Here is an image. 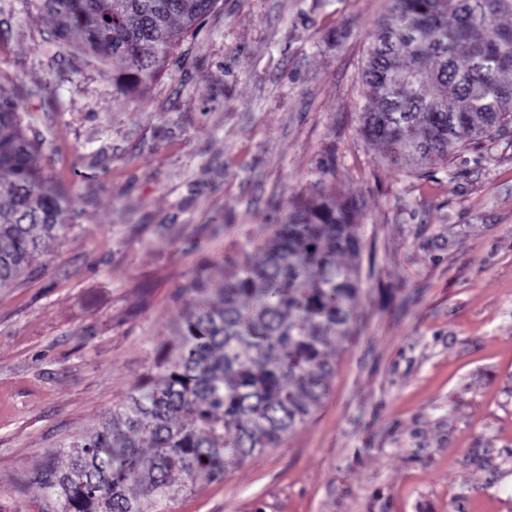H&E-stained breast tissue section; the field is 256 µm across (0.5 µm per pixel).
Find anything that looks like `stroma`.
<instances>
[{"label":"stroma","mask_w":512,"mask_h":512,"mask_svg":"<svg viewBox=\"0 0 512 512\" xmlns=\"http://www.w3.org/2000/svg\"><path fill=\"white\" fill-rule=\"evenodd\" d=\"M387 0H218L135 98L0 0V95L70 196L62 237L0 288V512L111 419L176 342L200 268L270 244L272 208L357 205L362 292L326 396L275 448L170 512H512V124L431 165L361 133Z\"/></svg>","instance_id":"35a3bbf8"}]
</instances>
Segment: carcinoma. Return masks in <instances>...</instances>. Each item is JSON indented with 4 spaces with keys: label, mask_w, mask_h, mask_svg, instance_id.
<instances>
[{
    "label": "carcinoma",
    "mask_w": 512,
    "mask_h": 512,
    "mask_svg": "<svg viewBox=\"0 0 512 512\" xmlns=\"http://www.w3.org/2000/svg\"><path fill=\"white\" fill-rule=\"evenodd\" d=\"M53 33L112 60L113 91L151 83L216 0H36ZM512 0H388L363 73L362 131L393 164H432L512 122ZM39 142L19 99L0 97V288L14 283L70 219L69 196L32 163ZM356 204L324 191L295 203L258 247L215 280L184 287L178 341L112 420L70 444V466L34 476L44 512H165L200 477L278 447L326 395L329 349L352 335L361 292ZM149 445L150 453L142 451ZM139 488L137 495L131 487Z\"/></svg>",
    "instance_id": "carcinoma-1"
}]
</instances>
